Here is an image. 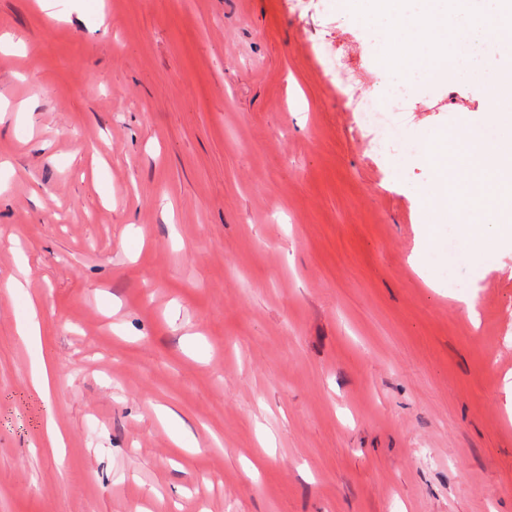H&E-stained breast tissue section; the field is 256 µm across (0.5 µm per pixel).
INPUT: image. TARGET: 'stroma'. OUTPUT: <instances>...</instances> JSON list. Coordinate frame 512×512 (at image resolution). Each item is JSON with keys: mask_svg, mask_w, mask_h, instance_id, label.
Returning a JSON list of instances; mask_svg holds the SVG:
<instances>
[{"mask_svg": "<svg viewBox=\"0 0 512 512\" xmlns=\"http://www.w3.org/2000/svg\"><path fill=\"white\" fill-rule=\"evenodd\" d=\"M55 9L0 0V512H512V247L426 250L430 169L343 106L390 91L375 34L334 0ZM478 52L408 140L488 111Z\"/></svg>", "mask_w": 512, "mask_h": 512, "instance_id": "1", "label": "stroma"}]
</instances>
